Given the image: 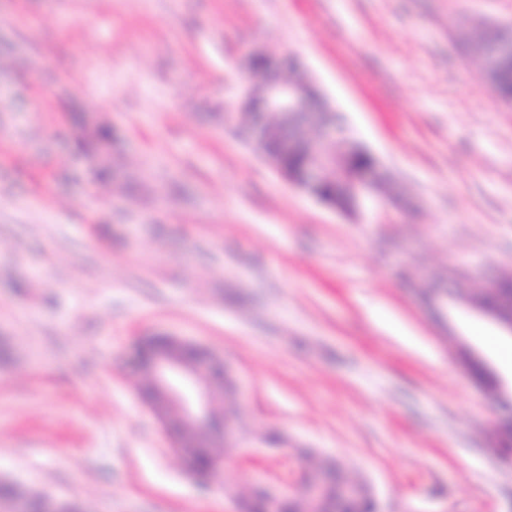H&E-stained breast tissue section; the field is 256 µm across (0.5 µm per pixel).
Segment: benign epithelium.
Wrapping results in <instances>:
<instances>
[{
    "label": "benign epithelium",
    "instance_id": "benign-epithelium-1",
    "mask_svg": "<svg viewBox=\"0 0 512 512\" xmlns=\"http://www.w3.org/2000/svg\"><path fill=\"white\" fill-rule=\"evenodd\" d=\"M257 60L265 61V73L258 76L252 74V64ZM288 61L287 57L277 60L260 50L251 51L246 58V73L250 77L240 87L241 106L247 109L251 126L263 132L267 140H275L280 134L278 126L266 123L270 112H307L315 102L321 104L323 111H329L314 82L301 77L288 81L279 75ZM510 70L512 39L502 44L497 58L484 62L486 82H497L503 72ZM359 151L357 142L329 130L310 149L300 172L294 173L270 158L267 162L287 181L314 196L331 175L341 177L349 167H354L349 187L351 213L355 214L376 199L382 186L381 169L376 161L367 166L356 165ZM473 307L493 316L512 334V302L501 309L479 302L473 303ZM132 360L142 373L141 397L169 437L171 450L192 472L194 459L202 450L219 461V450L207 441L208 429L220 430L227 444L235 436L238 417L236 410L225 412L220 421L215 415L217 397L234 388L231 371L224 360L199 344L168 334L141 337ZM251 491L258 494L263 512H286L285 505L290 502L296 503L301 512H336V501L350 502L363 495L357 482L338 485L323 468L303 476L298 486L258 480L251 484Z\"/></svg>",
    "mask_w": 512,
    "mask_h": 512
}]
</instances>
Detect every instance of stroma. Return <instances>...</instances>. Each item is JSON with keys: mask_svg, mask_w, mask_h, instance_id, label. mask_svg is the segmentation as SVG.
Wrapping results in <instances>:
<instances>
[{"mask_svg": "<svg viewBox=\"0 0 512 512\" xmlns=\"http://www.w3.org/2000/svg\"><path fill=\"white\" fill-rule=\"evenodd\" d=\"M510 21L512 0H0V477L85 512H235L246 477L301 470L273 434L381 512H512V337L467 300L512 277V107L462 48ZM252 49L297 57L385 167L377 207L324 206L247 140ZM160 332L236 381L206 486L135 386Z\"/></svg>", "mask_w": 512, "mask_h": 512, "instance_id": "1", "label": "stroma"}]
</instances>
